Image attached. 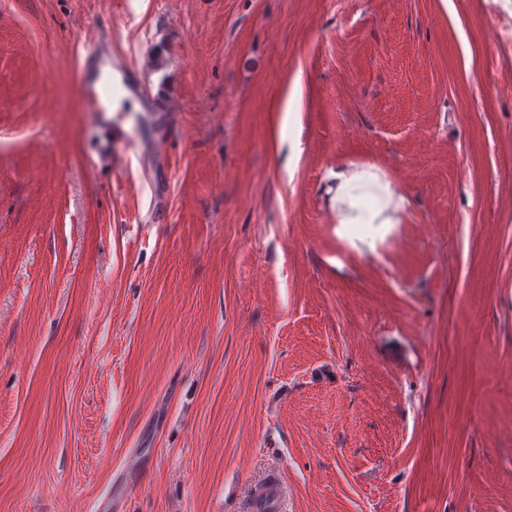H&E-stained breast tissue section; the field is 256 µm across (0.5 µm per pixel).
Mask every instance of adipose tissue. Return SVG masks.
Listing matches in <instances>:
<instances>
[{
    "label": "adipose tissue",
    "instance_id": "ef3b65f1",
    "mask_svg": "<svg viewBox=\"0 0 512 512\" xmlns=\"http://www.w3.org/2000/svg\"><path fill=\"white\" fill-rule=\"evenodd\" d=\"M336 184L329 199L336 221L346 226L395 224L406 205V196L386 180L379 168L334 172Z\"/></svg>",
    "mask_w": 512,
    "mask_h": 512
}]
</instances>
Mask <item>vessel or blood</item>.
<instances>
[{"instance_id":"b4317fda","label":"vessel or blood","mask_w":512,"mask_h":512,"mask_svg":"<svg viewBox=\"0 0 512 512\" xmlns=\"http://www.w3.org/2000/svg\"><path fill=\"white\" fill-rule=\"evenodd\" d=\"M77 93L87 111L102 112L113 99L134 98L142 95L143 89L131 79L125 58L103 60L100 44L93 42L84 48Z\"/></svg>"}]
</instances>
